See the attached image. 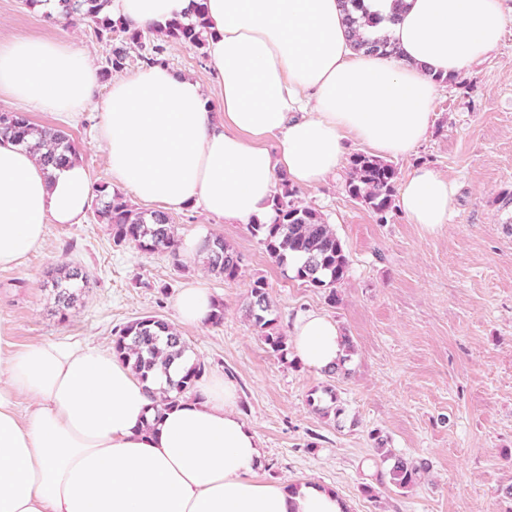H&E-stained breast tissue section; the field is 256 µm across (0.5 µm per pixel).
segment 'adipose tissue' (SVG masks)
Here are the masks:
<instances>
[{"instance_id": "1", "label": "adipose tissue", "mask_w": 512, "mask_h": 512, "mask_svg": "<svg viewBox=\"0 0 512 512\" xmlns=\"http://www.w3.org/2000/svg\"><path fill=\"white\" fill-rule=\"evenodd\" d=\"M390 54L354 46L341 0H111L106 15L132 30L205 18L219 112L195 79L161 63L117 76L102 104L98 139L114 181L164 210L200 208L228 224H270L280 178L311 188L339 169L348 142L388 159L427 137L442 82L496 50L511 11L505 0H364ZM98 69L59 40L0 46V93L43 112L78 115L96 98ZM277 140L268 149L267 137ZM75 160L46 168L0 138V267L44 243L49 224L82 223L92 197ZM455 185L416 166L396 205L411 223H447ZM181 324L216 311L208 288L175 299ZM295 357L322 371L344 354L337 322L299 314ZM141 379L111 348L43 342L17 348L0 322V512H349L318 482L267 481L261 443L219 376L156 409L153 391L179 377Z\"/></svg>"}]
</instances>
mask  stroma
I'll use <instances>...</instances> for the list:
<instances>
[{
    "label": "stroma",
    "mask_w": 512,
    "mask_h": 512,
    "mask_svg": "<svg viewBox=\"0 0 512 512\" xmlns=\"http://www.w3.org/2000/svg\"><path fill=\"white\" fill-rule=\"evenodd\" d=\"M58 39L104 66L108 49L91 26L64 25L27 0H0V45ZM167 64L212 85L201 51L169 40ZM111 81L99 82L105 99ZM79 119L23 110L0 95V112L25 111L37 127L65 131L94 183H111L96 139L101 107ZM433 126L411 154L395 158L400 176L421 163L457 185L448 224L433 232L393 211L387 223L347 195L343 177L298 193L323 214L351 260L337 301L296 280L268 255L249 225L227 224L198 209L171 213L180 235L208 228L241 258L233 281L201 262L174 266L165 255L114 245L110 225L87 213L80 224H50L42 248L0 268V321L17 347L42 342L111 345L113 328L154 315L175 323L182 288L203 283L224 304L221 325L179 332L207 375L238 387V409L265 455L262 478L313 479L345 498L350 512H512V24L497 50L469 75L445 85L433 104ZM67 262L85 268L90 284L68 310L52 287ZM263 280L274 316L290 332L299 313L332 317L354 350L345 372L330 375L269 352L245 315L255 280ZM338 399L339 415L322 406ZM381 432L394 455L429 469L400 489L380 478L370 437Z\"/></svg>",
    "instance_id": "1"
}]
</instances>
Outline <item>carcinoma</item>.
Instances as JSON below:
<instances>
[{"mask_svg": "<svg viewBox=\"0 0 512 512\" xmlns=\"http://www.w3.org/2000/svg\"><path fill=\"white\" fill-rule=\"evenodd\" d=\"M107 0H62V16L66 23L87 22L94 26L96 37L105 42L112 41L113 35H122V46L112 50L106 59L103 76L120 72L127 65L129 50L143 51L140 58L148 63L160 61L163 52L160 44H150L149 35L159 34L182 44L201 49L205 38L202 23H186L172 19L158 27L130 31L120 20L101 16ZM363 0H345L347 22L355 37V47L369 52H386L393 45L386 38H370L362 28L372 20L359 16L356 11ZM0 136L10 137L24 143L40 154L45 166H58L69 158H80L68 135L60 129L38 128L29 119L16 112L0 113ZM398 169L392 163L373 155L360 152L352 155L345 176L344 189L354 201L366 206L380 222H387V216L395 207V184ZM297 189L283 180L273 196L275 220L272 224H253L252 233L261 237L270 258L281 266L288 265L294 256L303 262L293 266L294 278L313 288L327 291L326 299L336 303V285L349 276L350 259L344 244L321 213L295 201ZM95 215L105 224L111 225L112 240L117 246L134 243L149 253H163L176 266L182 265L179 251V235L176 225L161 212L146 214L135 209L124 195L107 184L93 187ZM204 269L234 281L241 270L240 256L230 249L221 237L208 240L207 253L202 260ZM89 277L80 267L64 264L56 269L53 287L57 302L67 309L78 298L76 289L87 287ZM247 317L257 329L267 349L279 356L288 353L287 336L277 327V319L271 317V305L265 283L258 279L251 288V299L245 309ZM187 345L177 329L157 316H145L112 330V350L119 359L128 362L142 378L157 370H168L175 359L185 354ZM205 373V364H191L172 385L171 391L160 395V402L173 405L180 398L193 393L197 382ZM428 469L425 461H413L402 457L394 458L388 470L389 481L405 489L417 483L421 473Z\"/></svg>", "mask_w": 512, "mask_h": 512, "instance_id": "1", "label": "carcinoma"}]
</instances>
